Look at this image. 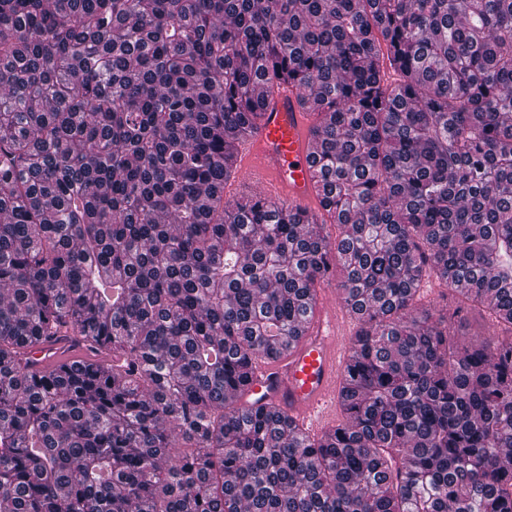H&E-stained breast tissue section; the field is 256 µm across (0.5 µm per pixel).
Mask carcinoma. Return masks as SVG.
<instances>
[{
  "mask_svg": "<svg viewBox=\"0 0 512 512\" xmlns=\"http://www.w3.org/2000/svg\"><path fill=\"white\" fill-rule=\"evenodd\" d=\"M282 79L312 213L224 199ZM432 273L512 325V0H0V512H512V335ZM337 276L344 420L228 404ZM426 284V290H419L413 302L414 308H433L436 307L447 314L448 312V329L451 332L465 333L473 329V316L476 310H472L468 303L465 307H460L455 298L458 293L435 274Z\"/></svg>",
  "mask_w": 512,
  "mask_h": 512,
  "instance_id": "1",
  "label": "carcinoma"
}]
</instances>
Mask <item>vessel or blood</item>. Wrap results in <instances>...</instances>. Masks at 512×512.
I'll return each instance as SVG.
<instances>
[{
    "label": "vessel or blood",
    "mask_w": 512,
    "mask_h": 512,
    "mask_svg": "<svg viewBox=\"0 0 512 512\" xmlns=\"http://www.w3.org/2000/svg\"><path fill=\"white\" fill-rule=\"evenodd\" d=\"M313 120L293 84H276L251 135L235 146L236 175L224 187L225 198L258 188L289 207L318 209ZM317 299L318 314L290 347L249 361L241 391L288 416L298 430L320 437L336 425L356 330L347 307L328 305L323 290Z\"/></svg>",
    "instance_id": "b4317fda"
}]
</instances>
